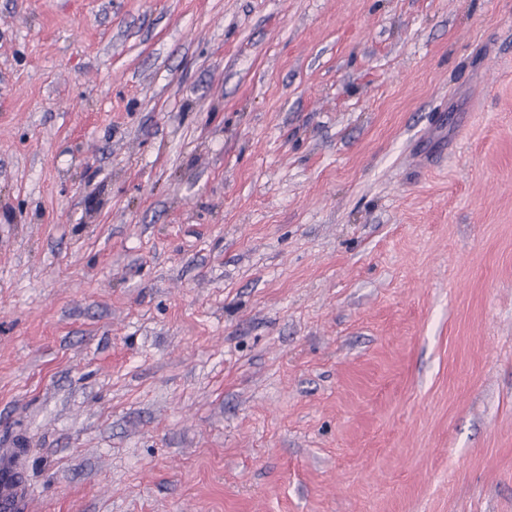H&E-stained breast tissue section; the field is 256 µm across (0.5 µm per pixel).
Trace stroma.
I'll use <instances>...</instances> for the list:
<instances>
[{"mask_svg":"<svg viewBox=\"0 0 512 512\" xmlns=\"http://www.w3.org/2000/svg\"><path fill=\"white\" fill-rule=\"evenodd\" d=\"M29 512H512V0H0V449Z\"/></svg>","mask_w":512,"mask_h":512,"instance_id":"stroma-1","label":"stroma"}]
</instances>
